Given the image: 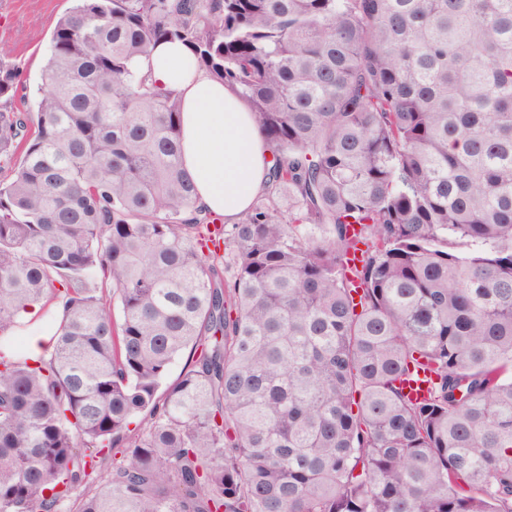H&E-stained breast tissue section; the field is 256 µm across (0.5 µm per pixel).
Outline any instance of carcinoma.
Returning a JSON list of instances; mask_svg holds the SVG:
<instances>
[{"label":"carcinoma","mask_w":512,"mask_h":512,"mask_svg":"<svg viewBox=\"0 0 512 512\" xmlns=\"http://www.w3.org/2000/svg\"><path fill=\"white\" fill-rule=\"evenodd\" d=\"M163 41L273 149L236 224L131 70ZM41 81L0 51V512L116 448L76 512H512V0H76ZM54 303L48 302L44 309L42 310L41 317L27 322V327L25 329V335L29 332H40L46 337L50 339V332L46 328V322L49 320L51 316H53V307ZM29 336V337H28ZM43 335H27V351L31 358H48L50 354V349L46 344V339L42 337Z\"/></svg>","instance_id":"obj_1"}]
</instances>
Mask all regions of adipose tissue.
<instances>
[{"instance_id": "obj_1", "label": "adipose tissue", "mask_w": 512, "mask_h": 512, "mask_svg": "<svg viewBox=\"0 0 512 512\" xmlns=\"http://www.w3.org/2000/svg\"><path fill=\"white\" fill-rule=\"evenodd\" d=\"M138 66L156 89L181 97L182 159L196 185V206L237 223L265 189L271 156L249 107L181 43L157 44Z\"/></svg>"}]
</instances>
